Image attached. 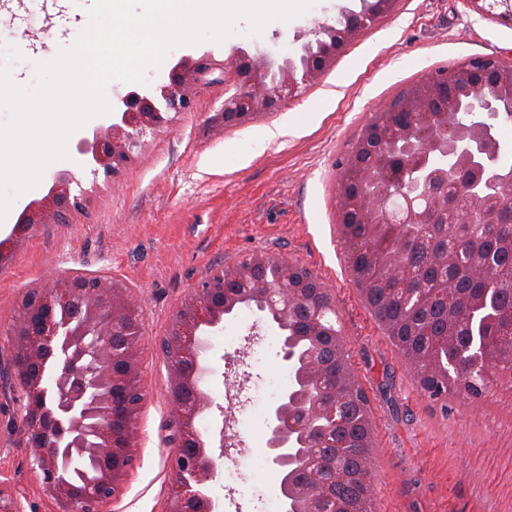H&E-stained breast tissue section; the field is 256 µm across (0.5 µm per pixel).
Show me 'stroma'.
I'll return each mask as SVG.
<instances>
[{
  "label": "stroma",
  "instance_id": "stroma-1",
  "mask_svg": "<svg viewBox=\"0 0 512 512\" xmlns=\"http://www.w3.org/2000/svg\"><path fill=\"white\" fill-rule=\"evenodd\" d=\"M94 0H0V52L23 55L11 69L34 84L42 50L73 44L75 17ZM361 0H315L302 16L270 22L251 35L246 23L224 42L172 49L148 87L167 82L181 58L215 67L195 88L190 110L144 138V147L117 177L93 170L79 141L115 121L132 86L109 84L110 114L91 119L69 138V157L47 169L42 185L71 171L91 195L67 224H44L12 249L0 271V480L25 512H54L55 504L31 468L29 448L13 429L11 335L25 292L74 273L111 274L139 296L144 335L141 380L145 403L137 423L129 472L112 512H164L172 449L168 442L169 367L156 341L175 310L219 265L253 254L304 266L331 295V318L345 341L354 377L365 389L373 423L377 512H512V379L492 374L491 388L474 397L458 391L434 400L421 391L405 361L362 301L343 259L336 222V162L351 151L372 111L426 78L440 64L512 50V26L474 12L466 0H399L388 16L363 29L335 63L278 110L222 130L209 117L242 84L223 71L235 49L282 61L297 55L312 31ZM284 134L264 141L267 130ZM235 343H225V336ZM279 331L262 313L240 307L206 336L207 374L200 390L210 400L195 425L210 432L224 415L241 423L269 409L265 386L282 368ZM257 447L232 449L217 467L209 493L224 512H265L270 486L249 462Z\"/></svg>",
  "mask_w": 512,
  "mask_h": 512
}]
</instances>
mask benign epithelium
I'll list each match as a JSON object with an SVG mask.
<instances>
[{
	"label": "benign epithelium",
	"instance_id": "7a95c632",
	"mask_svg": "<svg viewBox=\"0 0 512 512\" xmlns=\"http://www.w3.org/2000/svg\"><path fill=\"white\" fill-rule=\"evenodd\" d=\"M359 13L348 12L340 26H327L315 41L301 47L299 60L286 57L277 65L261 57L254 60L240 50L226 67L238 71L247 61L251 75L248 91L224 100L211 125L226 127L250 117L277 110L298 96L302 85L317 78L336 54L364 27L363 17L377 18L395 0H365ZM479 13H494L512 24V0H467ZM207 69L191 58L181 59L168 82L147 91H131L122 98L124 109L117 122L80 142L78 150L106 172H117L143 144L147 132L169 122L167 114L191 106V91ZM446 88L443 100L432 93L417 94L395 106L381 104L376 112L404 116L419 114L420 122L438 120L443 132L418 142L402 120L387 125L382 137L398 172L374 193L343 194L346 208L363 224L373 225L371 241L378 243L385 224H413L418 239L430 246L447 244L461 231L478 230L493 223L491 201L512 203V166L500 160L496 134L498 120L512 113V52L508 56H477L434 77ZM480 107L482 118L469 128L454 119L463 105ZM77 182L70 171L59 172L47 193L30 203L14 235L30 234L39 224H67L86 206L88 192L72 193ZM268 256L254 254L245 264L219 269L201 282L179 305L170 331L160 347L169 366L172 405L168 441L174 448L171 470L189 474L190 481L170 482L165 512H219L207 494L217 461L231 446L219 431V446L207 443L195 428L196 416L205 408L196 384L205 368L200 363L201 333L224 323V316L261 289L259 312L276 322L283 332L294 327L300 312V283L307 269L276 260L277 283L251 284V267L267 263ZM142 323L141 307L130 287L106 273H80L28 290L22 298L12 344L13 378L18 387L17 429L32 449L33 469L55 502V512H106L117 498L126 474L134 468L131 452L136 424L145 394L140 379L142 332L127 344L113 341L122 327ZM327 346L344 349L343 337L316 325ZM322 345L298 351L283 339L280 356L296 384L269 410L267 459L281 472L278 493L285 512H336L328 506L325 486L337 475L323 469L325 449L337 448L336 432L323 430L319 441L307 437L314 421L331 422L343 408L336 398L330 373L309 368L321 361ZM473 370L485 378L493 371H512L486 353L472 358ZM90 458L95 466L81 481H67L59 471L64 460ZM0 512H24L10 490L0 484Z\"/></svg>",
	"mask_w": 512,
	"mask_h": 512
}]
</instances>
